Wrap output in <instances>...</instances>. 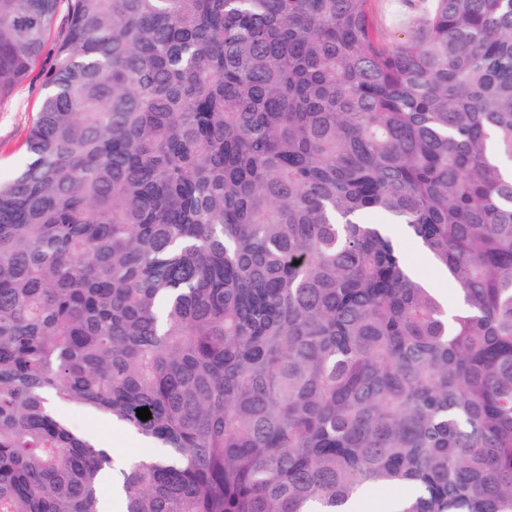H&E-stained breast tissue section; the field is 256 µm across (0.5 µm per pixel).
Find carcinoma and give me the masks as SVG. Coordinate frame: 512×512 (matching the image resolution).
I'll return each instance as SVG.
<instances>
[{
	"label": "carcinoma",
	"instance_id": "cac0c4a2",
	"mask_svg": "<svg viewBox=\"0 0 512 512\" xmlns=\"http://www.w3.org/2000/svg\"><path fill=\"white\" fill-rule=\"evenodd\" d=\"M58 2L0 0V101ZM53 55L0 182V512H102L59 404L162 448L124 512H512V0L394 42L372 0H69ZM393 230L402 240L408 265L432 287L438 288L448 306H455L459 300L456 289L438 272L420 248L404 239L400 227L394 225ZM403 493L402 489L387 487L369 491L361 497L354 508L355 512H379L383 510L380 504L383 501H391Z\"/></svg>",
	"mask_w": 512,
	"mask_h": 512
}]
</instances>
